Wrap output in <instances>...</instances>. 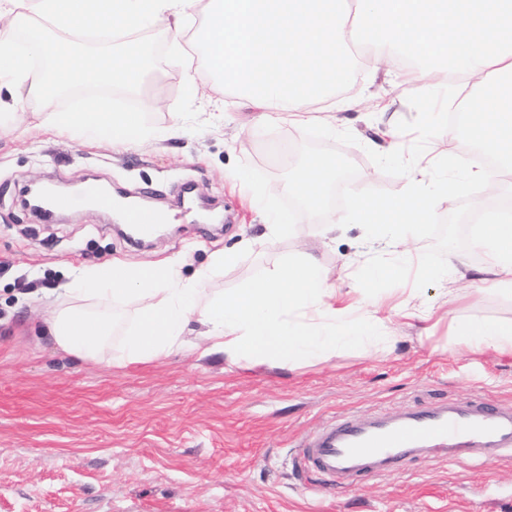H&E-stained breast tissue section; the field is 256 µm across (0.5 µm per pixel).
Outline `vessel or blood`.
I'll return each mask as SVG.
<instances>
[{
    "label": "vessel or blood",
    "mask_w": 512,
    "mask_h": 512,
    "mask_svg": "<svg viewBox=\"0 0 512 512\" xmlns=\"http://www.w3.org/2000/svg\"><path fill=\"white\" fill-rule=\"evenodd\" d=\"M438 453L491 463L512 456V408L444 400L392 417L339 418L303 445L305 464L337 483L393 473L409 459Z\"/></svg>",
    "instance_id": "vessel-or-blood-1"
}]
</instances>
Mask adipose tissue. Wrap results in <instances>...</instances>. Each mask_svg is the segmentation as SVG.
<instances>
[{
  "instance_id": "ef3b65f1",
  "label": "adipose tissue",
  "mask_w": 512,
  "mask_h": 512,
  "mask_svg": "<svg viewBox=\"0 0 512 512\" xmlns=\"http://www.w3.org/2000/svg\"><path fill=\"white\" fill-rule=\"evenodd\" d=\"M198 0H0V85L34 77L44 95L88 85L140 90L149 74L137 34L153 28L159 40L199 42L200 68L218 75L259 123L297 129L311 120V106L348 78L355 57L351 44L370 50L374 73L390 74L417 61L412 81L434 88L465 74L473 95L464 132L489 147L496 168L474 171L486 195H498L501 171L512 167V0H208L205 19L193 25ZM104 42L101 51L87 41ZM46 60L32 73L33 59ZM54 128L78 141L106 139L125 145L145 139L140 113L113 112L95 97L77 112L55 113ZM339 166L332 157H312L296 166L286 188L316 220ZM448 179L432 183L417 164L407 170V190L386 200L360 197L349 215L329 216L321 243L343 225H362L373 255L364 262V285L336 287L315 253L303 250L248 287L227 295L203 293L213 274L237 260L218 251L193 277H182L177 261L134 267L97 265L72 276V288L54 310L46 330L63 351L108 364L145 362L185 349L190 324L204 326L207 350L236 364L249 361L295 368L340 349L389 350L402 321L431 322L433 306L413 308L409 298L384 292L379 281L402 282L407 269H431L408 249L418 239L448 191ZM472 247L486 263L471 267L466 253L448 252V268L469 273L474 295L512 294V210L479 225ZM133 298V326L121 327L95 302ZM455 345L512 356V320H450Z\"/></svg>"
}]
</instances>
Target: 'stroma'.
<instances>
[{
  "label": "stroma",
  "instance_id": "stroma-1",
  "mask_svg": "<svg viewBox=\"0 0 512 512\" xmlns=\"http://www.w3.org/2000/svg\"><path fill=\"white\" fill-rule=\"evenodd\" d=\"M154 50L157 62L139 95L103 92L112 107L141 112L155 130L135 145L80 142L50 130L53 112L77 111L85 90L49 102L26 83L0 89L10 105L0 121L18 127L0 136V512H512V457L493 464L430 458L342 486L299 464L304 440L340 416H392L477 397L512 407V357L452 344L447 323L427 336L406 324L390 351L343 350L293 370L233 365L200 347L112 366L72 356L43 334L74 269L175 258L189 277L212 252L236 249L245 235L262 237L266 214L252 208L241 185L281 183L308 147L328 145L341 163L343 177L325 199L339 212L361 195L402 194L406 157L430 146L451 150L455 170L484 164L475 144L457 138L450 111L429 108L432 88L400 74L354 68L322 104L335 112L371 94L392 101L405 137L402 158L391 159L382 113L344 112L345 129L336 134L316 124L302 132L260 125L208 72L188 84L164 46ZM176 117L183 128L167 135ZM91 178L131 195L149 190L172 216L168 233L141 246L81 202L60 217L22 204L32 182L69 191ZM482 194L468 182L438 205V223L413 246L434 274L414 286L422 301L446 304L450 316L512 319V297L454 301L448 294V250L467 249ZM270 206L291 213L300 236L240 254L214 276L225 293L247 287L300 246H314L317 227L295 198L282 190ZM362 235L360 225H348L320 255L337 286L363 285L361 267L344 263Z\"/></svg>",
  "mask_w": 512,
  "mask_h": 512
}]
</instances>
